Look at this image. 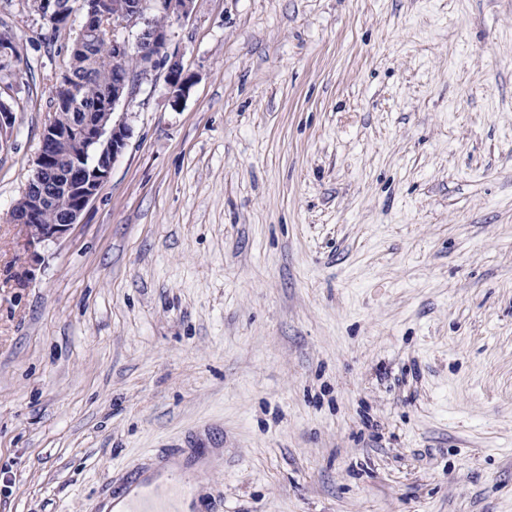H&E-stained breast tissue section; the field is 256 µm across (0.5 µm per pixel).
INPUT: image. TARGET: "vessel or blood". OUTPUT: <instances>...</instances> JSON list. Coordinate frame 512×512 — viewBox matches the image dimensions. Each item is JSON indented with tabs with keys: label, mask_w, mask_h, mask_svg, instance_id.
<instances>
[{
	"label": "vessel or blood",
	"mask_w": 512,
	"mask_h": 512,
	"mask_svg": "<svg viewBox=\"0 0 512 512\" xmlns=\"http://www.w3.org/2000/svg\"><path fill=\"white\" fill-rule=\"evenodd\" d=\"M169 461L129 473L96 512H211L200 489L212 474L198 448H174Z\"/></svg>",
	"instance_id": "b4317fda"
}]
</instances>
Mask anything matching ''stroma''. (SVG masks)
Segmentation results:
<instances>
[{
  "label": "stroma",
  "mask_w": 512,
  "mask_h": 512,
  "mask_svg": "<svg viewBox=\"0 0 512 512\" xmlns=\"http://www.w3.org/2000/svg\"><path fill=\"white\" fill-rule=\"evenodd\" d=\"M53 41L0 0V512L206 448L212 512H512V0H195L29 247Z\"/></svg>",
  "instance_id": "stroma-1"
}]
</instances>
